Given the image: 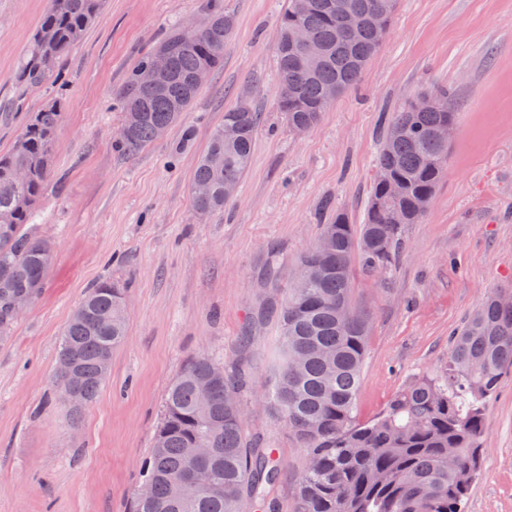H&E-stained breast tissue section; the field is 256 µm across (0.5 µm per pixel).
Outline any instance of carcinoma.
I'll return each instance as SVG.
<instances>
[{
    "label": "carcinoma",
    "instance_id": "obj_1",
    "mask_svg": "<svg viewBox=\"0 0 512 512\" xmlns=\"http://www.w3.org/2000/svg\"><path fill=\"white\" fill-rule=\"evenodd\" d=\"M397 0H286L279 18L277 67L288 83V100L277 101L291 128L313 129L331 104L326 91L354 88L379 49L374 29L348 33L346 13H369L378 6L392 16ZM105 0H50L17 74L22 88L55 82L60 64L102 12ZM206 18L191 35L178 26L147 54L127 77L121 92L123 123L118 145L133 154L155 140L159 126L171 127L191 107L199 87L195 73L215 72L224 62V45L234 17L223 0H206ZM308 31L318 48L313 65L298 70L288 35ZM163 52L171 77L163 91L140 81V71ZM434 104L404 102L386 122L363 222L346 213L321 225L323 247L315 242L300 255L293 284L277 315L279 340L274 371L261 385L265 404L306 448L298 477L296 512H464L473 479L482 468L485 428L483 404L512 369V306L494 292L456 332L448 362L435 375H423L396 392L371 419L357 413L366 356L370 314L353 300L354 264L368 274L389 270L402 250L403 224H418L448 161L449 143L436 135L444 123L457 122L449 108L453 94L441 86L426 93ZM61 105L56 99L32 113L11 148L0 153V339L17 321L15 297L37 298L45 284V262L53 244L32 232L36 204L51 173ZM260 113L249 109L238 136L224 140L222 126L211 134L199 159L193 184L210 194L194 199L198 213L224 209V186L239 187L251 166ZM28 178L14 179L18 169ZM387 172L403 185L391 197L379 180ZM318 270L307 278L303 269ZM124 292L110 281L88 291L82 313L73 315L61 338L58 360L69 370L54 375V392L90 404L104 383L112 352L126 340V314L118 312ZM216 369L199 356L188 362L166 390L153 448L143 460V481L153 487L137 500L136 512H245L246 501L273 509L268 494L279 481L280 461L272 448H251L242 427L241 379L224 378L211 398L201 402L197 383ZM200 440L212 448L192 462L185 449ZM188 474L198 480L189 498L176 500L170 484Z\"/></svg>",
    "mask_w": 512,
    "mask_h": 512
}]
</instances>
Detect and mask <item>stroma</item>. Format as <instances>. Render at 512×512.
<instances>
[{
	"instance_id": "obj_1",
	"label": "stroma",
	"mask_w": 512,
	"mask_h": 512,
	"mask_svg": "<svg viewBox=\"0 0 512 512\" xmlns=\"http://www.w3.org/2000/svg\"><path fill=\"white\" fill-rule=\"evenodd\" d=\"M284 0H224L235 19L224 64L167 134L134 155L116 145L120 90L174 26L201 23L203 0H107L63 61L60 89L15 75L49 0H0V152L54 97L62 112L36 230L56 247L41 295L0 341V512H133L140 464L164 394L207 355L251 386L269 374L274 319L324 202L361 223L384 121L401 100L455 91L447 170L387 274H356L370 314L358 413L376 416L418 374L443 369L449 336L499 288L512 289V0H398L391 33L358 85L305 134L276 109ZM261 114L251 167L223 211L199 215L192 177L225 111ZM277 265L278 280L266 271ZM124 288L128 335L80 416L50 395L61 334L88 290ZM243 429L274 449L273 496L293 512L305 450L250 393ZM484 466L465 512H512V370L485 404Z\"/></svg>"
}]
</instances>
